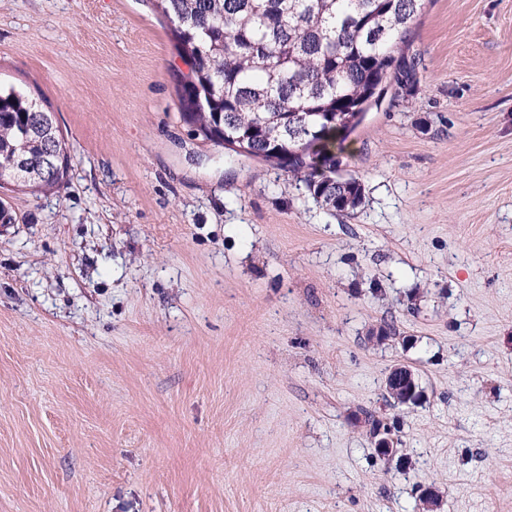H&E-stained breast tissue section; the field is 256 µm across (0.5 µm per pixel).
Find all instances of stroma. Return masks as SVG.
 <instances>
[{
  "label": "stroma",
  "mask_w": 512,
  "mask_h": 512,
  "mask_svg": "<svg viewBox=\"0 0 512 512\" xmlns=\"http://www.w3.org/2000/svg\"><path fill=\"white\" fill-rule=\"evenodd\" d=\"M408 51L335 213L182 119L154 0H0V85L72 155L0 188V512H512V0H427ZM385 393L391 394L399 403L403 393V404H416L423 398L418 374L409 365L400 363L391 367L384 380Z\"/></svg>",
  "instance_id": "1"
}]
</instances>
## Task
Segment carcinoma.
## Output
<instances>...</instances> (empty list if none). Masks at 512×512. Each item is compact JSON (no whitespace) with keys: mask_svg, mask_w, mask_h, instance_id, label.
Returning <instances> with one entry per match:
<instances>
[{"mask_svg":"<svg viewBox=\"0 0 512 512\" xmlns=\"http://www.w3.org/2000/svg\"><path fill=\"white\" fill-rule=\"evenodd\" d=\"M425 0H156L173 28L190 79L181 117L219 145L224 135L263 154L318 145V163H288L330 211L361 204L358 179L339 173L345 147L336 130L377 89L401 84V49ZM70 154L52 112L14 88H0V182L32 195L64 185Z\"/></svg>","mask_w":512,"mask_h":512,"instance_id":"cac0c4a2","label":"carcinoma"}]
</instances>
